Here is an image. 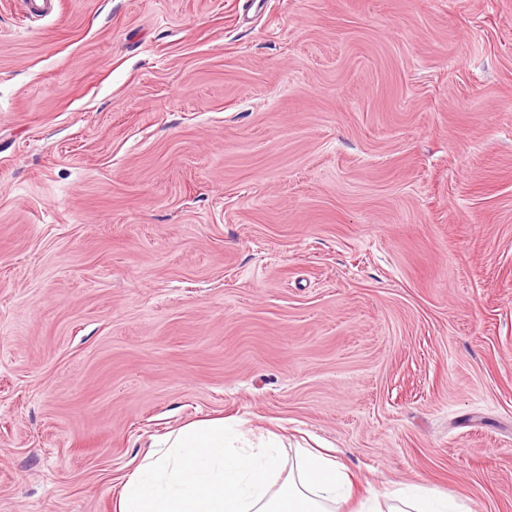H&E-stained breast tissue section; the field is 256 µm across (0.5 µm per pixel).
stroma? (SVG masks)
<instances>
[{
	"label": "stroma",
	"mask_w": 512,
	"mask_h": 512,
	"mask_svg": "<svg viewBox=\"0 0 512 512\" xmlns=\"http://www.w3.org/2000/svg\"><path fill=\"white\" fill-rule=\"evenodd\" d=\"M207 417L512 512V0H0V512Z\"/></svg>",
	"instance_id": "35a3bbf8"
}]
</instances>
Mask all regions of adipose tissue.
<instances>
[{
    "label": "adipose tissue",
    "mask_w": 512,
    "mask_h": 512,
    "mask_svg": "<svg viewBox=\"0 0 512 512\" xmlns=\"http://www.w3.org/2000/svg\"><path fill=\"white\" fill-rule=\"evenodd\" d=\"M348 467L281 436L260 446L224 420L187 424L155 438L120 484L116 512H338L351 498ZM358 512H464L454 499L421 486L371 496Z\"/></svg>",
    "instance_id": "ef3b65f1"
}]
</instances>
